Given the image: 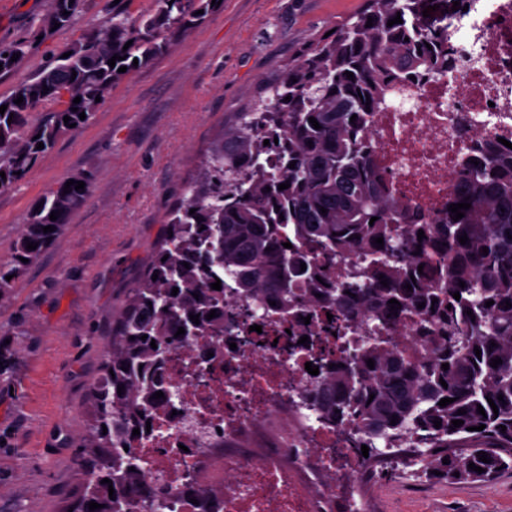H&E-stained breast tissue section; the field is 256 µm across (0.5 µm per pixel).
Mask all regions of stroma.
<instances>
[{"instance_id":"35a3bbf8","label":"stroma","mask_w":512,"mask_h":512,"mask_svg":"<svg viewBox=\"0 0 512 512\" xmlns=\"http://www.w3.org/2000/svg\"><path fill=\"white\" fill-rule=\"evenodd\" d=\"M86 0L74 27L34 41L51 0H0V45L27 37L0 96L100 25ZM363 0H223L170 52L120 79L87 125L63 134L16 187L0 191V260L33 203L70 176L85 202L13 291L0 299V512H64L81 478L89 386L112 321L154 259L168 214L212 140L288 63L354 19ZM376 512H512V472L491 482L434 483L418 470L376 474Z\"/></svg>"}]
</instances>
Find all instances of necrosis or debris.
Masks as SVG:
<instances>
[{"label":"necrosis or debris","instance_id":"4bbe7bcc","mask_svg":"<svg viewBox=\"0 0 512 512\" xmlns=\"http://www.w3.org/2000/svg\"><path fill=\"white\" fill-rule=\"evenodd\" d=\"M459 2L441 19L453 68L399 86L359 131L379 183L430 222L447 217L467 162L512 142V0ZM233 309L248 344L236 334L194 339L164 367L178 394L132 442L142 473L174 495L173 512H368L362 431L308 401L305 365L334 362L315 359L310 342L348 353L380 325L336 296L284 321L255 301Z\"/></svg>","mask_w":512,"mask_h":512}]
</instances>
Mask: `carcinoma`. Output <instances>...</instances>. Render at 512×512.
<instances>
[{"mask_svg":"<svg viewBox=\"0 0 512 512\" xmlns=\"http://www.w3.org/2000/svg\"><path fill=\"white\" fill-rule=\"evenodd\" d=\"M421 2L366 0L355 22L303 49L270 87L272 97L258 98L212 144L186 186L189 197L170 212L155 258L117 314L112 341L89 388L90 444L72 512H163L171 507L163 491L136 476L137 457L124 446L133 429L150 419L155 392L174 397L161 389L158 377L169 354L192 335L222 336L224 327H237L236 316L224 314V290L211 288L216 269L231 277L238 297H272L276 305L265 307L266 313L290 318L302 296L314 301L324 264L349 246L366 249V266L354 280L336 282L329 291L362 295L372 317L387 328L407 312L434 328L420 337L425 348L420 355L403 348L395 336L367 337L356 353L336 360L338 366L314 384V403L342 427L360 424L366 432H381L385 447L413 455L431 481H490L512 471V307H506L512 304V156L490 146L479 164H466L456 202L471 207L457 221L450 212L447 221L428 223L379 188L371 145L356 135L366 111H376L408 75L451 68L448 36L424 26ZM152 4L136 15L106 9L97 29L81 34L52 64L0 96V106H7L0 114V172L6 175L0 177V191L22 180L69 125L80 128L90 121L121 79L119 68L130 71L135 59L143 67L168 53L216 8L212 0ZM83 9L84 0H51L49 12L32 21L33 31L46 39L56 23L61 29L74 26ZM397 16L403 23L387 26ZM29 50L25 39L0 46V73L15 72ZM16 54L19 58L10 61ZM115 55L119 60L112 67L108 60ZM348 71L354 79L347 78ZM19 97L23 102L17 105ZM77 97L81 101L75 104ZM311 117L320 128L312 126ZM39 142L44 148H37ZM279 150L288 153V163L272 173L268 156ZM72 180L84 182V188L77 191L72 185L66 193L63 180L37 200L41 207L30 209L10 258L0 262L1 297L71 223L88 196L90 180L82 174ZM285 182L290 187L278 189ZM53 211L58 212L54 221ZM46 226L54 231L43 232ZM420 230L425 234L421 240ZM464 234L468 241L463 245L459 238ZM378 237L382 248L375 243ZM29 242L37 248L27 249ZM286 242L292 248L284 249ZM431 258L432 287L407 290L413 269ZM381 274L391 287H374ZM391 299L398 301L393 316ZM487 301L493 305L486 306ZM422 302L425 307H418ZM212 310L215 327L208 330L206 316ZM192 314L199 323L192 322ZM180 327L185 333L178 336ZM497 358L502 364L490 366ZM369 359L374 360L372 369ZM445 363L447 370L442 369ZM141 395L137 413L119 418L124 406ZM443 398L454 402L441 407ZM479 405L485 414L478 413ZM461 409L466 414H459ZM436 420L441 421L438 428ZM454 420L464 424L456 428ZM482 424L483 430H471ZM480 451L490 462L479 460ZM445 458L449 463H443ZM471 462L485 472L469 469ZM91 501L102 508L89 510Z\"/></svg>","mask_w":512,"mask_h":512,"instance_id":"1","label":"carcinoma"}]
</instances>
